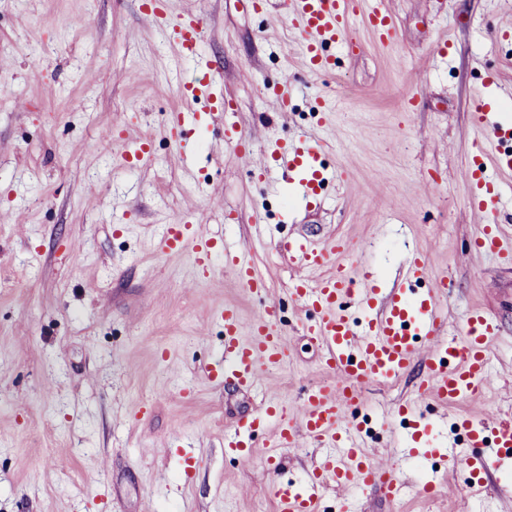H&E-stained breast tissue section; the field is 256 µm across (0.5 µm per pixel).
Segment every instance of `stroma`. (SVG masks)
<instances>
[{"mask_svg": "<svg viewBox=\"0 0 512 512\" xmlns=\"http://www.w3.org/2000/svg\"><path fill=\"white\" fill-rule=\"evenodd\" d=\"M141 0H0V512H275L261 457L224 452V431L257 396L223 388L206 368L224 354L218 311L243 319L258 307L216 255L200 269L185 253L158 256L170 224H192L250 249L270 298L284 303L286 362L261 377L294 401L328 381L307 314L288 300L292 274L276 238L337 235L365 242L380 287L400 279L413 250L452 283L448 334L467 309L496 316L490 384L480 406L512 414V264L479 252L472 189L461 175L488 141L471 113L478 96L512 88V0H389L396 36L377 42L355 24L348 48H330L332 74L309 72L284 0L256 11L245 0H168L171 15L202 14L203 50L222 70L235 119L257 146L306 132L337 169L312 205L270 169L252 166L207 121L185 167L170 114L193 65L146 21ZM294 90L280 111L277 90ZM416 111L404 109L408 91ZM500 117L512 126V107ZM126 137L149 138L152 160L129 170ZM416 374L366 387L369 452L393 455L416 426L447 435L469 404L421 401L415 424L392 416L416 396ZM445 483L423 495L418 471L399 501L363 488L353 512H512V467L495 492L468 495L469 469L444 450L430 456Z\"/></svg>", "mask_w": 512, "mask_h": 512, "instance_id": "obj_1", "label": "stroma"}]
</instances>
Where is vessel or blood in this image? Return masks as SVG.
Segmentation results:
<instances>
[{"label": "vessel or blood", "mask_w": 512, "mask_h": 512, "mask_svg": "<svg viewBox=\"0 0 512 512\" xmlns=\"http://www.w3.org/2000/svg\"><path fill=\"white\" fill-rule=\"evenodd\" d=\"M286 8L302 39L304 64L315 72L333 70L334 61L323 48L348 45L356 23H363L382 44L390 42L395 33L385 0H286ZM142 10L148 20L169 32L180 57L194 65L193 78L179 86L183 105L170 114L173 127L192 125L203 101L208 102L211 116H223L222 77L202 51L203 16L170 15L166 0H143ZM473 120L496 144L492 150L478 145L465 170L474 187L471 207L486 218L475 246L512 260V233H505L496 222L501 180L512 178V131L495 121L490 105L482 100L475 105ZM124 145V163L150 161L147 139H128ZM270 151L288 170L299 199H315L329 178L320 162L322 146L302 136L290 144H272ZM217 246L214 238L193 234L186 224L168 225L157 242L160 254L186 252L201 266L208 264ZM277 246L294 270L288 287L290 299L312 313L301 329L320 345L330 379L308 386L292 411L277 397L267 396L261 407L242 416L225 434L224 449L252 458L258 432L273 429L274 450L265 459L271 476L266 491L276 512H319L320 501L330 489L348 495L377 486L388 499H403L408 484L400 470L371 457L358 442L364 427L355 421L353 410L363 404L364 388L397 381L418 364L422 385L433 400L448 406L474 399L486 386V365L498 334L497 321L493 315L473 309L463 319L461 335H447L444 303L451 281L447 273H433L423 253L412 254L404 283L385 293L368 272L356 273L340 263V256L363 252L362 246L344 238L331 236L315 243L297 236L279 240ZM224 260L234 269L241 288L258 298L260 305L247 326L236 306L228 304L220 310L224 357L210 367L209 375L250 392L264 370L286 361L284 328L278 319V304L268 299V287L255 273L249 251L225 250ZM422 280L428 283L426 290L414 291V283ZM456 428L464 434L467 447L477 451L476 456L464 459L472 473L470 488L488 489L487 476L498 462L482 449L490 442L511 448L512 420L500 417L487 423L465 417ZM306 441L328 448V455L301 481H280L278 450L298 448Z\"/></svg>", "instance_id": "vessel-or-blood-1"}]
</instances>
